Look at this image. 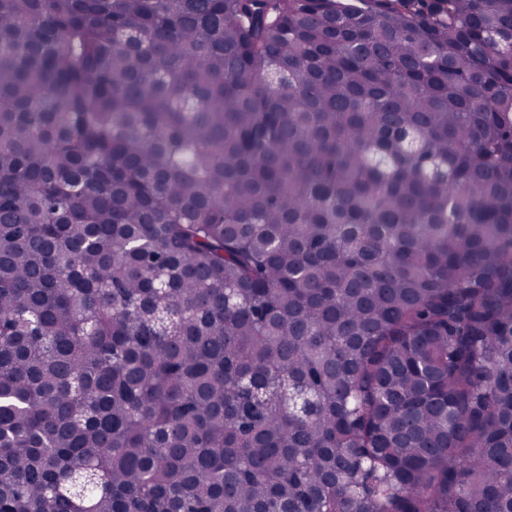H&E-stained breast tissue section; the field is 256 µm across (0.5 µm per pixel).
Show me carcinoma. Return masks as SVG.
<instances>
[{
  "instance_id": "obj_1",
  "label": "carcinoma",
  "mask_w": 512,
  "mask_h": 512,
  "mask_svg": "<svg viewBox=\"0 0 512 512\" xmlns=\"http://www.w3.org/2000/svg\"><path fill=\"white\" fill-rule=\"evenodd\" d=\"M512 0H0V512H512Z\"/></svg>"
}]
</instances>
